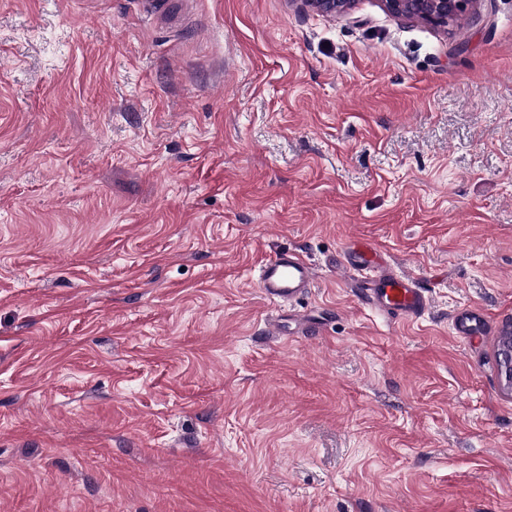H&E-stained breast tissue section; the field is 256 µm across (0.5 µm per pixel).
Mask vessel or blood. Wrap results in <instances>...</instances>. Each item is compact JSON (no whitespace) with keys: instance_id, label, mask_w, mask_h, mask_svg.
<instances>
[{"instance_id":"1","label":"vessel or blood","mask_w":512,"mask_h":512,"mask_svg":"<svg viewBox=\"0 0 512 512\" xmlns=\"http://www.w3.org/2000/svg\"><path fill=\"white\" fill-rule=\"evenodd\" d=\"M345 271L355 273L360 293L369 304L389 317L409 320L421 316L429 299L414 276L398 275L384 269L371 251L363 247L348 250L342 262ZM317 278L313 267L301 254L288 250L264 262L257 286L273 304L290 302L306 293ZM457 335L480 334L483 322L471 310L458 311L453 318Z\"/></svg>"}]
</instances>
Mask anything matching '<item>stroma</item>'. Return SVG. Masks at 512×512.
Masks as SVG:
<instances>
[{"label": "stroma", "mask_w": 512, "mask_h": 512, "mask_svg": "<svg viewBox=\"0 0 512 512\" xmlns=\"http://www.w3.org/2000/svg\"><path fill=\"white\" fill-rule=\"evenodd\" d=\"M509 323L512 0H0V512H512ZM478 0H380L384 10L395 17L448 30L458 16L472 12ZM341 267L357 274L355 281L360 293L369 304L391 318L414 319L429 307V299L414 276L387 271L366 248L348 250ZM316 278L315 267L301 254L288 250L280 252L261 265L257 286L270 303H290L306 293ZM453 324L458 336H476L481 334L484 323L481 318L469 309L458 311L453 317ZM499 372L503 389L512 393V336L504 338L498 349Z\"/></svg>", "instance_id": "obj_1"}]
</instances>
